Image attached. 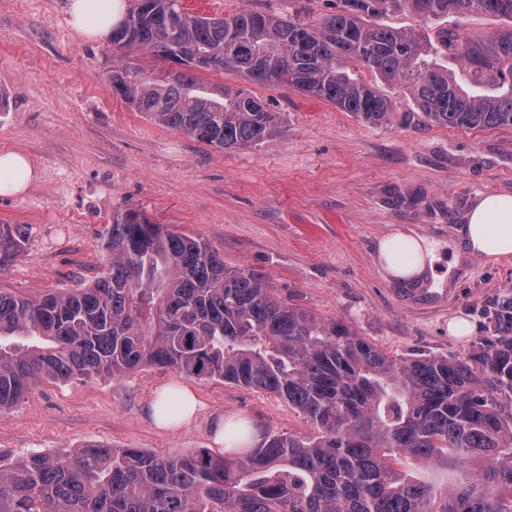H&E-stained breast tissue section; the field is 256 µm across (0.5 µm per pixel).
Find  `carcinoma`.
Segmentation results:
<instances>
[{"instance_id": "1", "label": "carcinoma", "mask_w": 512, "mask_h": 512, "mask_svg": "<svg viewBox=\"0 0 512 512\" xmlns=\"http://www.w3.org/2000/svg\"><path fill=\"white\" fill-rule=\"evenodd\" d=\"M482 12L512 20V0H338L315 22L268 13L212 18L183 0H134L112 28L183 67L166 81L131 65L112 92L155 123L220 149L285 132L283 113L243 90H209L195 71H232L324 99L371 124L402 87L430 122L512 127V26L482 38L434 37L379 19ZM366 70L371 82L360 75ZM22 238L0 224V270ZM107 271L89 287L35 298L0 291V408L34 380L122 376L146 365L262 389L288 401L313 436L268 433L222 455L159 456L88 445L23 459L0 455V512H512V288L484 305L487 335L462 355L398 358L351 324L274 296L266 278L230 268L205 242L129 209L107 228ZM480 459L439 489L399 471Z\"/></svg>"}]
</instances>
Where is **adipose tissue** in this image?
I'll return each instance as SVG.
<instances>
[{
    "instance_id": "1",
    "label": "adipose tissue",
    "mask_w": 512,
    "mask_h": 512,
    "mask_svg": "<svg viewBox=\"0 0 512 512\" xmlns=\"http://www.w3.org/2000/svg\"><path fill=\"white\" fill-rule=\"evenodd\" d=\"M125 0H72L71 24L81 34L102 38L123 17ZM34 169L21 152H0V195L22 194L34 179ZM471 257L487 261L512 259V195L487 194L476 199L459 229ZM438 247L421 237L394 232L377 244L380 263L395 277L411 281L434 274ZM202 409L188 388L171 384L148 407L153 424L174 429L193 422Z\"/></svg>"
}]
</instances>
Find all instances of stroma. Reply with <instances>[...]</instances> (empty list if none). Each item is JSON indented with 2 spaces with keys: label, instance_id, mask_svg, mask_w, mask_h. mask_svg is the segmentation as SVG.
I'll use <instances>...</instances> for the list:
<instances>
[{
  "label": "stroma",
  "instance_id": "1",
  "mask_svg": "<svg viewBox=\"0 0 512 512\" xmlns=\"http://www.w3.org/2000/svg\"><path fill=\"white\" fill-rule=\"evenodd\" d=\"M191 11L301 14L314 20L336 0H184ZM131 63L159 79L171 69L148 51L81 36L68 0H0V152L30 159L35 179L0 196V224L24 244L0 272V290L27 297L90 285L102 273L113 213L134 208L152 222L206 241L227 266L263 275L277 297L347 321L360 336L403 358L452 356L481 335L484 302L512 286V261L461 252L456 228L481 194H512V129L467 130L417 114L397 87V106L372 125L323 100L236 74L198 72L213 87H247L284 113V135L220 150L149 120L109 82ZM440 243V294L388 276L376 259L394 231ZM466 318L472 336L448 324ZM203 408L191 424L156 428L146 408L171 382ZM252 421L258 434L304 436L314 428L277 396L146 366L123 377L40 380L0 409V453L53 454L89 444L182 455L213 448L218 416Z\"/></svg>",
  "mask_w": 512,
  "mask_h": 512
}]
</instances>
